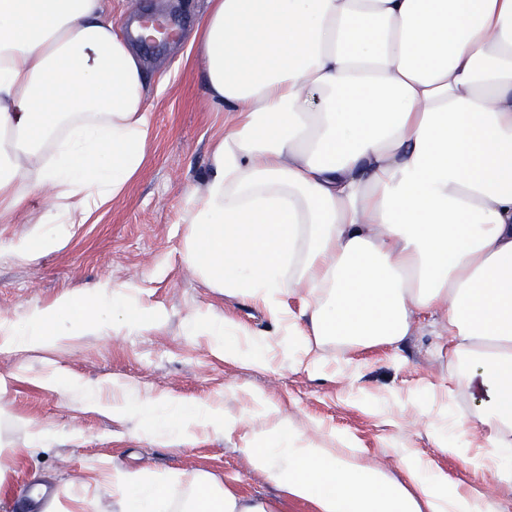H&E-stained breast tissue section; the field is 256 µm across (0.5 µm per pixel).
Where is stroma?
Returning a JSON list of instances; mask_svg holds the SVG:
<instances>
[{
  "mask_svg": "<svg viewBox=\"0 0 512 512\" xmlns=\"http://www.w3.org/2000/svg\"><path fill=\"white\" fill-rule=\"evenodd\" d=\"M206 6V0H109L117 23L150 17L179 26L163 41L135 45L154 123L142 167L123 195L36 259L18 260L6 248L34 231L46 211L44 198L28 199L0 224V318L21 327L33 309L70 295L111 320V310L91 298L92 286L103 281L130 285L140 306L163 313L155 326L129 335L91 334L40 350L0 346V399L9 411L0 420V436L16 449L4 460L12 498L22 497L34 473L64 483L84 477L104 458L124 470L211 472L239 479L254 493L279 494L251 468L237 437L201 435L182 445L149 441L138 419L88 406L81 394L58 389L57 374L92 389L108 391L118 381L144 396L206 402L232 413L247 407L249 392H260L296 420L350 435L366 458L390 464L396 449L413 448L447 476L449 486L478 487L460 453L467 441L456 429L448 431L449 451L434 445L435 431L456 417L457 407H442L429 394L430 385L448 380V356L439 351L432 327L409 337L398 353H368L361 378L352 381L312 377L278 358L266 368L225 363L203 327L191 324L197 311L211 309L258 333L269 328L261 312L210 288L182 260L185 198L204 188L210 143L224 131V115L207 103L188 41ZM35 429L47 436L32 455L25 446Z\"/></svg>",
  "mask_w": 512,
  "mask_h": 512,
  "instance_id": "35a3bbf8",
  "label": "stroma"
}]
</instances>
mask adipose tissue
Wrapping results in <instances>:
<instances>
[{
	"mask_svg": "<svg viewBox=\"0 0 512 512\" xmlns=\"http://www.w3.org/2000/svg\"><path fill=\"white\" fill-rule=\"evenodd\" d=\"M106 0H0V223L48 201L41 234L8 247L33 260L120 197L153 132L142 61ZM192 42L224 133L210 177L184 204V260L210 287L262 311L273 333L203 313L225 362L268 366L279 352L319 375L361 352L399 348L431 324L448 352L443 394L477 440L474 476L512 488V0H207ZM121 310L112 332L161 314L129 286L100 283ZM63 296L0 320V344L40 348L85 335ZM145 436L238 435L251 467L282 493L218 475L160 481L113 470L116 512H505L463 493L402 448L369 461L350 436L294 421L254 397L232 414L120 386Z\"/></svg>",
	"mask_w": 512,
	"mask_h": 512,
	"instance_id": "obj_1",
	"label": "adipose tissue"
}]
</instances>
